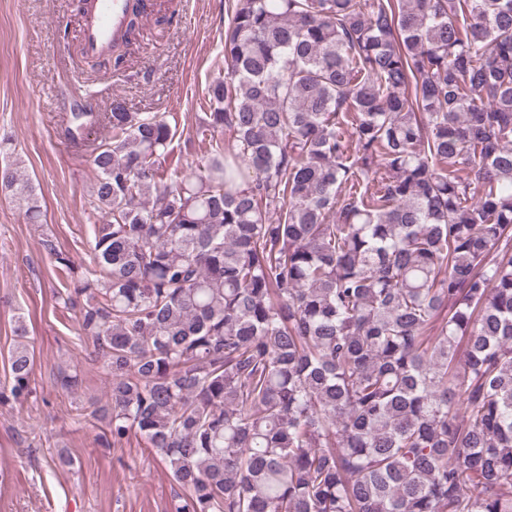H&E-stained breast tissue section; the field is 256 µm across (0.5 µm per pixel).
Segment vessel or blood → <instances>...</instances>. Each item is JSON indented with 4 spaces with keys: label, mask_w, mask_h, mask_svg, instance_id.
Returning <instances> with one entry per match:
<instances>
[{
    "label": "vessel or blood",
    "mask_w": 512,
    "mask_h": 512,
    "mask_svg": "<svg viewBox=\"0 0 512 512\" xmlns=\"http://www.w3.org/2000/svg\"><path fill=\"white\" fill-rule=\"evenodd\" d=\"M135 0H89L81 28L85 53L105 56L112 43L127 36L128 15Z\"/></svg>",
    "instance_id": "b4317fda"
}]
</instances>
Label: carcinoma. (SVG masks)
Listing matches in <instances>:
<instances>
[{
  "label": "carcinoma",
  "instance_id": "1",
  "mask_svg": "<svg viewBox=\"0 0 512 512\" xmlns=\"http://www.w3.org/2000/svg\"><path fill=\"white\" fill-rule=\"evenodd\" d=\"M224 65L196 172L118 97L85 144L63 304L112 371L106 445L144 439L173 512H512V0H236ZM14 333L0 403L32 393Z\"/></svg>",
  "mask_w": 512,
  "mask_h": 512
}]
</instances>
